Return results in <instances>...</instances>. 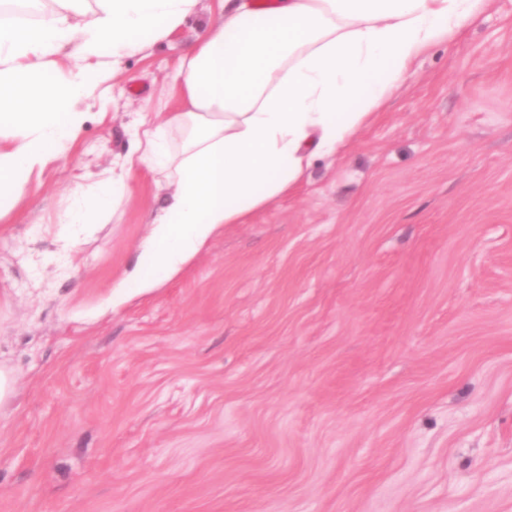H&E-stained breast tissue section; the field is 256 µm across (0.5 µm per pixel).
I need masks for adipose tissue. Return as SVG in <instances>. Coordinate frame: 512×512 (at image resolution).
I'll use <instances>...</instances> for the list:
<instances>
[{
    "label": "adipose tissue",
    "instance_id": "1",
    "mask_svg": "<svg viewBox=\"0 0 512 512\" xmlns=\"http://www.w3.org/2000/svg\"><path fill=\"white\" fill-rule=\"evenodd\" d=\"M49 14L0 17V221L34 172L68 154L80 102L108 62L167 40L199 0H55ZM490 0H223L200 20L170 86V111L143 117L123 173L69 191L60 223H99L139 170L168 193L126 288H153L293 190L312 160L346 147L412 73ZM73 66L57 75L59 56Z\"/></svg>",
    "mask_w": 512,
    "mask_h": 512
}]
</instances>
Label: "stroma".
<instances>
[{
	"mask_svg": "<svg viewBox=\"0 0 512 512\" xmlns=\"http://www.w3.org/2000/svg\"><path fill=\"white\" fill-rule=\"evenodd\" d=\"M219 6L122 60L0 222V512H512V0L289 195L118 295L164 191L138 176L74 236L67 191L120 171Z\"/></svg>",
	"mask_w": 512,
	"mask_h": 512,
	"instance_id": "obj_1",
	"label": "stroma"
}]
</instances>
